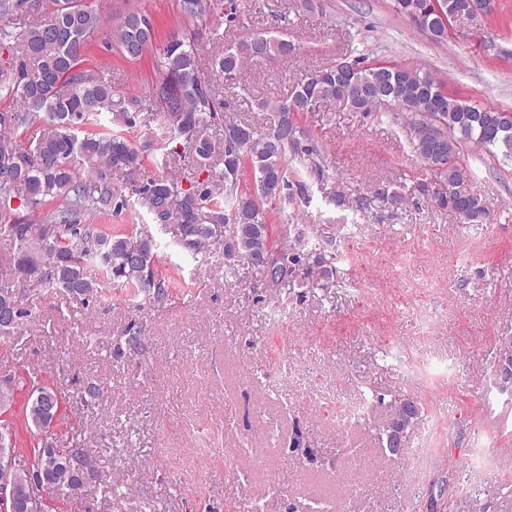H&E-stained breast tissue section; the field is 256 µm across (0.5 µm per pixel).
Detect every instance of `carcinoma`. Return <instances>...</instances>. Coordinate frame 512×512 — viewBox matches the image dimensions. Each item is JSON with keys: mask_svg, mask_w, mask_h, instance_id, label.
Here are the masks:
<instances>
[{"mask_svg": "<svg viewBox=\"0 0 512 512\" xmlns=\"http://www.w3.org/2000/svg\"><path fill=\"white\" fill-rule=\"evenodd\" d=\"M219 0H176L179 15L196 22L210 16ZM472 0H394L395 11L438 44L448 41L452 22L469 17ZM40 19L17 35L15 71L0 70V98L10 107L0 111V235L15 249V270L23 272L50 294L64 293L85 304L98 301L104 289L118 283L141 289L155 301L168 295L156 272L157 242L148 230L108 234L94 223L99 216L127 209L129 197L114 183V175L143 166L149 141L134 140L138 115H165L163 144H179L195 155L205 179L187 188L183 181L159 172L132 189L147 207L154 223L178 225L180 245L190 253L211 246L214 228L224 235L235 257L264 269L258 257L270 251L281 270L276 285L300 278L321 286L336 270L321 256L305 250L290 224L281 225L288 245L271 243L264 204L276 198L291 201L307 194L292 162L320 155L318 146L300 135L296 119L342 101L358 112L397 110L409 115L405 125L409 148L418 167V191L429 203L454 211L462 224H491L494 216L476 187L461 156L462 145L473 143L503 162L512 161V113L472 105L445 93L429 74L393 62L349 53L333 65L305 76L282 98L261 103L279 115L266 131L237 122L225 113L212 73L240 89L247 60L286 58L295 51L288 34L259 33L235 45L227 33L213 29L224 42L212 64L200 58L197 29L173 32L156 45L151 20L132 11L110 29L116 49L136 61L152 52L158 77L147 96H123L112 79L84 63V47L103 28L102 16L84 0H0V18L28 12ZM115 115L126 130L101 127L105 115ZM224 127V170L213 173L212 142L201 134L207 125ZM248 168L253 188L242 189L240 170ZM17 206L11 207L12 200ZM123 337L128 349H141V329L132 323ZM406 396L388 402L389 416L380 432L386 448L401 437L409 447L415 431L426 421L424 408L405 403ZM57 390L35 389L24 410L25 424L39 432L49 428L47 417L57 415ZM75 456L88 472H98L91 449L71 440L49 454L33 448L28 466H15L16 497H27L32 482L43 493H67L78 472L65 463Z\"/></svg>", "mask_w": 512, "mask_h": 512, "instance_id": "cac0c4a2", "label": "carcinoma"}]
</instances>
